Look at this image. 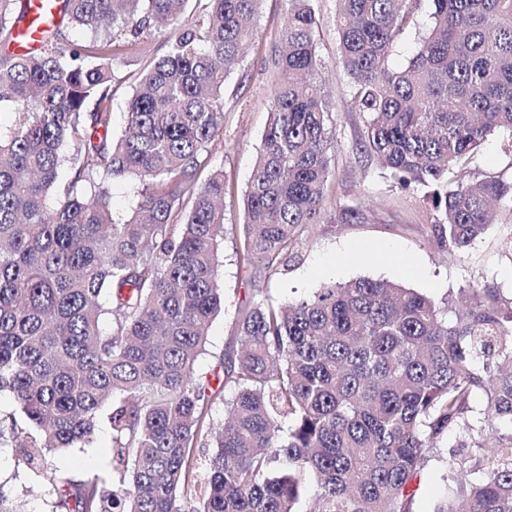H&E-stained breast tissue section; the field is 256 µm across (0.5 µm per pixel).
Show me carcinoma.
Listing matches in <instances>:
<instances>
[{"label":"carcinoma","instance_id":"cac0c4a2","mask_svg":"<svg viewBox=\"0 0 512 512\" xmlns=\"http://www.w3.org/2000/svg\"><path fill=\"white\" fill-rule=\"evenodd\" d=\"M18 2L0 0L10 43ZM65 2L68 26L103 23L104 36L66 55L58 29L34 54L0 57V107L18 111L0 134V392L22 414L0 442L38 470L91 443L104 409L112 422L111 481L61 479L52 512H300L303 500L306 512H410L444 435L470 447L447 467L477 479L433 512H512V297L494 285L455 301L369 278L281 302L255 288L217 386L197 371L224 304V169L197 177L223 140L224 82L262 0H195L201 15L183 24L190 0ZM286 2L239 254L268 276L322 223L336 149L314 0ZM336 2L349 105L367 118L359 150L402 187L432 188L436 238L465 249L494 206H512V180L448 181L499 132L512 153V0H432L433 25L399 69L390 52L420 0ZM145 34L167 51L144 66L115 139L111 61L144 54ZM127 178L145 191L122 221L111 186ZM367 219L357 204L330 216Z\"/></svg>","mask_w":512,"mask_h":512}]
</instances>
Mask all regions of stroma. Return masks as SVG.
Masks as SVG:
<instances>
[{
	"instance_id": "35a3bbf8",
	"label": "stroma",
	"mask_w": 512,
	"mask_h": 512,
	"mask_svg": "<svg viewBox=\"0 0 512 512\" xmlns=\"http://www.w3.org/2000/svg\"><path fill=\"white\" fill-rule=\"evenodd\" d=\"M286 0H262L257 27L244 62L224 85V140L212 162L224 168V246L219 253L224 309L208 328L199 371H218L225 353L240 347L236 321L252 285H260L271 301L301 298L327 284L359 278L388 280L438 299L447 293L488 282L512 294V212L501 211L494 224L472 245L452 251L438 244L432 232L436 215L425 189H403L376 158L357 151L365 125L362 114L350 111L347 78L339 63L336 0H316L320 18L315 32L322 67L317 75L336 127L333 173L325 189V211L342 203H358L369 211L368 222L315 224L302 234L300 257L272 277L255 279L252 267L239 264L244 241V194L262 136L270 122L269 95L274 82V55L286 16ZM142 61L126 57L113 61L112 132L120 134L122 115L139 80ZM471 176L512 179V155L496 137L485 143L468 167ZM412 263L404 272L397 258ZM441 455L460 450L457 439L443 437ZM430 461L417 483L412 512H433L445 497L462 499L469 480L449 473L441 460ZM74 482L92 477L110 479L112 427L101 421L93 442L53 457L40 478H31L18 464L16 449H0V491L13 498L22 512H51L59 473Z\"/></svg>"
}]
</instances>
